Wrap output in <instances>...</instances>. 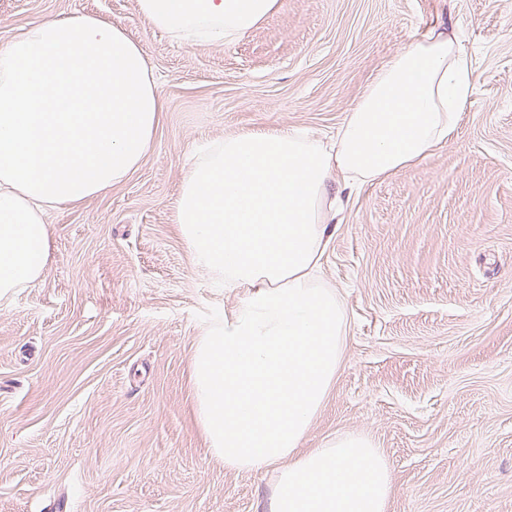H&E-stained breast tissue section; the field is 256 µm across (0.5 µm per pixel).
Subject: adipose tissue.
Here are the masks:
<instances>
[{
  "label": "adipose tissue",
  "instance_id": "1",
  "mask_svg": "<svg viewBox=\"0 0 512 512\" xmlns=\"http://www.w3.org/2000/svg\"><path fill=\"white\" fill-rule=\"evenodd\" d=\"M278 0H138L184 44L232 43ZM455 39L426 34L367 84L335 136L239 133L187 167L176 222L195 267L243 292L199 337L195 419L226 467L276 468L272 512H387L392 470L375 442L305 445L339 368L347 315L319 274L344 193L423 160L471 92ZM162 104L140 47L83 14L45 19L0 50V305L50 266V210L134 172Z\"/></svg>",
  "mask_w": 512,
  "mask_h": 512
}]
</instances>
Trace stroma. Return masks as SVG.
Masks as SVG:
<instances>
[{"mask_svg":"<svg viewBox=\"0 0 512 512\" xmlns=\"http://www.w3.org/2000/svg\"><path fill=\"white\" fill-rule=\"evenodd\" d=\"M80 14L141 47L164 110L126 181L49 213L48 275L0 308V512H271L276 471L225 468L195 422L196 342L240 296L192 264L182 174L227 135L334 133L433 31L471 94L447 141L336 219L321 275L348 329L305 445L371 437L388 512H512V0H278L243 39L191 47L138 0H0V50Z\"/></svg>","mask_w":512,"mask_h":512,"instance_id":"obj_1","label":"stroma"}]
</instances>
